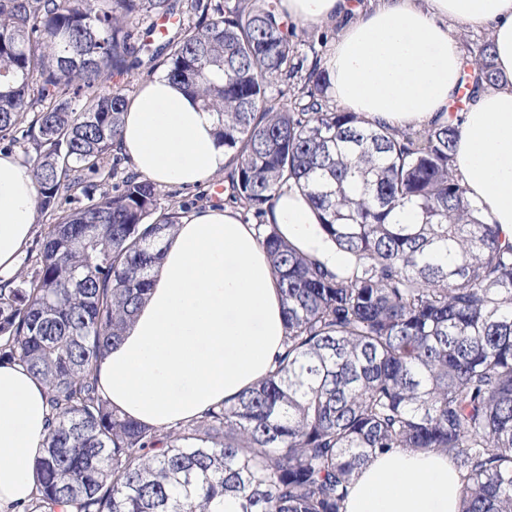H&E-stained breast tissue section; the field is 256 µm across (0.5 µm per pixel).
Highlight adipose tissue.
<instances>
[{"label":"adipose tissue","instance_id":"ef3b65f1","mask_svg":"<svg viewBox=\"0 0 512 512\" xmlns=\"http://www.w3.org/2000/svg\"><path fill=\"white\" fill-rule=\"evenodd\" d=\"M301 27L335 24L325 60L333 99L373 124L420 127L451 120L464 64L454 23L492 34L498 86L461 112L454 172L489 223L512 237V0H281ZM215 113L165 73L146 79L124 111L121 155L163 188L209 185L229 157ZM29 163L0 152V276H13L35 223ZM286 241L346 276L336 246L303 193L282 190L265 215ZM286 333L279 278L240 208L181 215L167 236L145 303L97 366L103 396L155 428L200 419L266 377ZM47 387L0 362V512H22L35 491L33 461L46 438ZM463 474L448 454L398 451L375 458L344 512H459Z\"/></svg>","mask_w":512,"mask_h":512}]
</instances>
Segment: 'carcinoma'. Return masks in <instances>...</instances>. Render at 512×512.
I'll use <instances>...</instances> for the list:
<instances>
[{
  "label": "carcinoma",
  "mask_w": 512,
  "mask_h": 512,
  "mask_svg": "<svg viewBox=\"0 0 512 512\" xmlns=\"http://www.w3.org/2000/svg\"><path fill=\"white\" fill-rule=\"evenodd\" d=\"M190 14L160 46L145 15ZM469 100L499 84L492 44L469 50ZM280 0H0V141L30 140L36 255L0 283V362L48 387L46 443L24 512H343L356 472L398 450L445 451L461 512H512V241L453 173L459 127H374L336 108L296 60ZM147 64L218 116L230 200L260 217L305 191L355 258L337 276L255 225L285 305V352L230 407L158 430L117 412L96 366L144 303L174 214L118 173L130 89ZM415 224L390 222L407 206Z\"/></svg>",
  "instance_id": "1"
}]
</instances>
